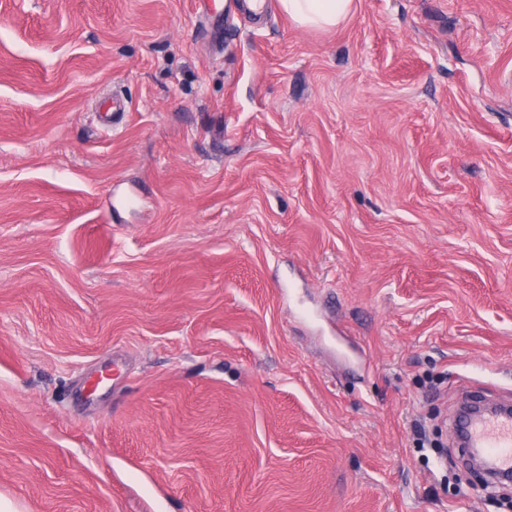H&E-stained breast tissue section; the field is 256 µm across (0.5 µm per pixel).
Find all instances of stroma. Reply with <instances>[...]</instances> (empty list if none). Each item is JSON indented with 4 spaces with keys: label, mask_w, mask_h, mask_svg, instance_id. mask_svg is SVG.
<instances>
[{
    "label": "stroma",
    "mask_w": 512,
    "mask_h": 512,
    "mask_svg": "<svg viewBox=\"0 0 512 512\" xmlns=\"http://www.w3.org/2000/svg\"><path fill=\"white\" fill-rule=\"evenodd\" d=\"M268 2L0 0L14 512H512V0ZM280 9L306 28L335 27L351 13L353 0H278ZM510 409L469 420L466 435L476 448H482L502 472H512V413Z\"/></svg>",
    "instance_id": "stroma-1"
}]
</instances>
